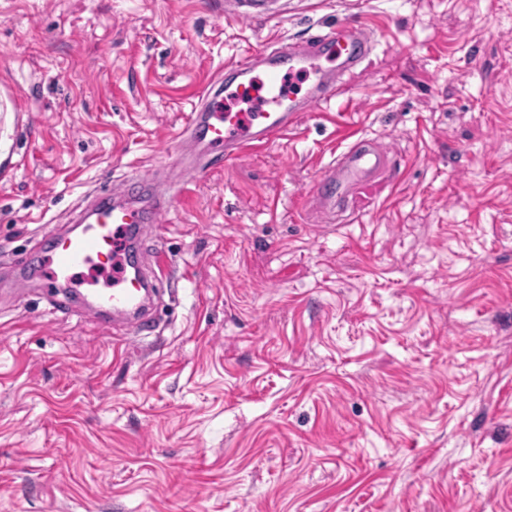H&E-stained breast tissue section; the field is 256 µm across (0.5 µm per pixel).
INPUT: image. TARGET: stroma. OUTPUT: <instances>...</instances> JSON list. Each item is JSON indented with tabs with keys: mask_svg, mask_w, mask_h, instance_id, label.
Instances as JSON below:
<instances>
[{
	"mask_svg": "<svg viewBox=\"0 0 512 512\" xmlns=\"http://www.w3.org/2000/svg\"><path fill=\"white\" fill-rule=\"evenodd\" d=\"M504 0H0V512H512ZM375 51L154 231L152 335L33 289L41 227L168 171L226 62L341 20ZM351 130L391 166L330 213ZM282 0H224V17L249 20L257 17L274 19L282 14Z\"/></svg>",
	"mask_w": 512,
	"mask_h": 512,
	"instance_id": "stroma-1",
	"label": "stroma"
}]
</instances>
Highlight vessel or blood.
<instances>
[{"instance_id":"b4317fda","label":"vessel or blood","mask_w":512,"mask_h":512,"mask_svg":"<svg viewBox=\"0 0 512 512\" xmlns=\"http://www.w3.org/2000/svg\"><path fill=\"white\" fill-rule=\"evenodd\" d=\"M282 0H224V15L249 20L281 15ZM375 34L363 19H353L320 30L299 40H284L224 66L227 99L258 101L255 112H235L223 104L200 103L182 130L198 157L186 164L182 179H198L203 163L230 162L245 150L260 151L295 129L307 112L327 110L343 78L373 52ZM389 155L370 140L359 138L348 145L322 176L335 193L314 190L328 209L340 205L347 193L362 183ZM181 187L150 185L146 196L124 189L97 194L83 209L80 231L43 233L52 247L47 263L52 276L38 281L48 299H55L61 284L72 283L80 270L112 267V284L78 293L74 312L89 310L120 323L126 334L137 335L153 326L151 300L162 286L160 264L129 263V256L145 251L152 224L169 214L179 201Z\"/></svg>"}]
</instances>
